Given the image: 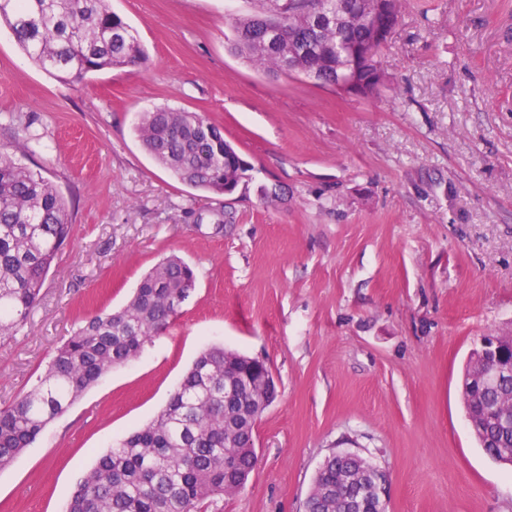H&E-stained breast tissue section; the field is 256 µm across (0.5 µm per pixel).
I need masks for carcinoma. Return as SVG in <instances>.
Masks as SVG:
<instances>
[{
	"label": "carcinoma",
	"instance_id": "obj_1",
	"mask_svg": "<svg viewBox=\"0 0 512 512\" xmlns=\"http://www.w3.org/2000/svg\"><path fill=\"white\" fill-rule=\"evenodd\" d=\"M257 0L259 10L231 22V50L274 75H303L322 85L351 83L354 95H376L386 75L379 60L402 0ZM280 11L284 36L275 46L266 13ZM0 21L40 68L63 82L140 63L145 51L110 0H0ZM145 151L176 180L217 194L249 179L250 165L220 128L195 112L167 107L143 114L136 127ZM70 207L42 174L0 146V336L29 318L61 250L71 241ZM196 291L193 268L177 256L157 264L115 312L85 316L56 349L31 389L0 410V469L35 442L109 371L136 360ZM270 368L222 347L204 349L153 419L102 454L79 480L65 512H206L240 492L257 465L261 418L254 383ZM512 414V385L482 395L472 410L480 443L497 459L512 456V429L491 412ZM372 464L343 452L327 456L306 500L307 512H343L372 484Z\"/></svg>",
	"mask_w": 512,
	"mask_h": 512
}]
</instances>
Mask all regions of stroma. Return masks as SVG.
Here are the masks:
<instances>
[{"mask_svg":"<svg viewBox=\"0 0 512 512\" xmlns=\"http://www.w3.org/2000/svg\"><path fill=\"white\" fill-rule=\"evenodd\" d=\"M111 5L147 59L72 83L0 25V144L56 186L74 225L27 323L0 336V409L163 258L191 264L196 291L0 470V512H63L211 345L264 360L280 391L256 426L258 465L220 512H304L340 451L386 472L387 512H512V468L478 445L461 399L480 337L512 333V0H403L373 98L234 54L230 22L255 0ZM163 106L220 127L249 182L206 193L157 165L135 128Z\"/></svg>","mask_w":512,"mask_h":512,"instance_id":"obj_1","label":"stroma"}]
</instances>
